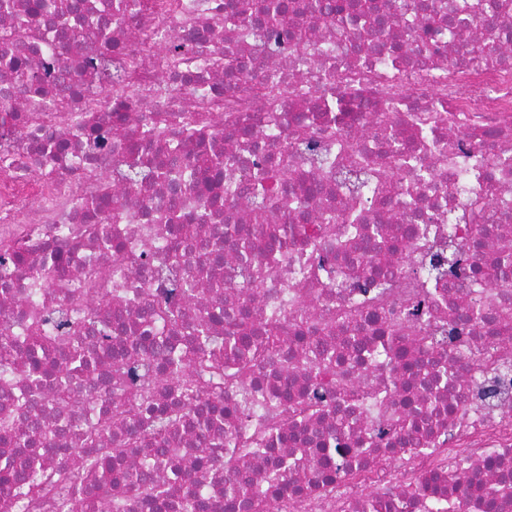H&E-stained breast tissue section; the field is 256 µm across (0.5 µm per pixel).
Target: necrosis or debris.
<instances>
[{
  "mask_svg": "<svg viewBox=\"0 0 512 512\" xmlns=\"http://www.w3.org/2000/svg\"><path fill=\"white\" fill-rule=\"evenodd\" d=\"M43 0H0V346L25 358L24 325L33 308L58 310L73 289L94 281L80 344L101 372L130 353L145 327L141 310L205 265L200 241L221 242L233 223L261 241L252 211L291 228L263 261L237 259L225 247L221 291L199 283L198 312H220L213 331L228 335L247 318L253 335H278V346L251 362L248 402L225 388L219 433L251 440L257 452L246 474L265 482L261 449L273 413L272 393L311 394L322 375L305 367L308 346L324 337L340 354L347 391L330 387L327 410L284 415L299 433L282 456L318 454L335 432L329 479L289 486L273 512H485L500 487L496 512H512V282L492 262L512 249V25H497L496 53L473 59L469 21L499 11L503 0H452L462 21L441 39L430 17L408 27L393 0H367L390 15L387 43L372 30L322 23L312 0H295L284 30L224 17L239 0H81L65 37L44 28ZM108 23L106 37L96 33ZM187 44L181 56L171 42ZM244 58L258 73L238 71ZM338 99L336 111L324 101ZM431 119L429 141L413 132ZM157 178L128 184L130 145ZM270 177L268 197L244 202L230 179L255 167ZM295 173L288 203H273L281 172ZM381 184L385 199L370 188ZM122 189L120 204L111 198ZM112 235L104 246L93 227ZM386 259L388 275L362 263L365 245ZM177 262H169L172 252ZM482 252L483 273L468 261ZM167 258L146 268L144 254ZM481 308L463 323L459 310ZM108 322L111 346L99 343ZM365 340V350L353 348ZM444 368L448 384L422 388ZM452 404L416 435L411 453L391 423L425 407ZM111 385L96 399L70 382L66 401L39 396L35 408L52 448L40 465L75 467L62 448L79 447L87 407L106 412ZM436 474L428 491L405 497L415 477Z\"/></svg>",
  "mask_w": 512,
  "mask_h": 512,
  "instance_id": "1",
  "label": "necrosis or debris"
}]
</instances>
